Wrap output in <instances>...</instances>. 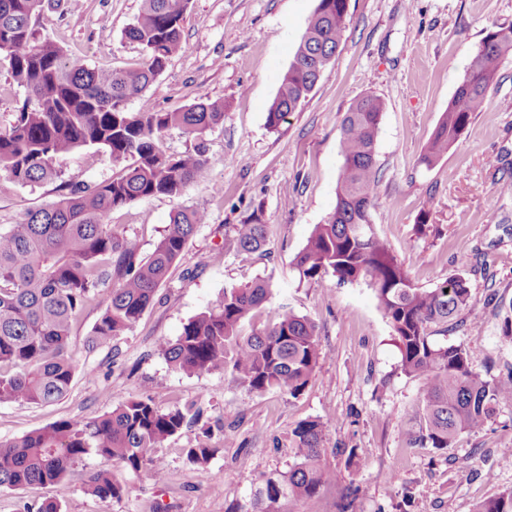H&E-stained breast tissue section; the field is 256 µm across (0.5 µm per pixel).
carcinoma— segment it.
Segmentation results:
<instances>
[{
    "label": "carcinoma",
    "instance_id": "1",
    "mask_svg": "<svg viewBox=\"0 0 512 512\" xmlns=\"http://www.w3.org/2000/svg\"><path fill=\"white\" fill-rule=\"evenodd\" d=\"M45 3L0 0V53L14 81L27 91L14 123L0 127V173L20 185L53 181L58 157L89 146L104 150L122 169L100 183L72 184L57 200L25 211L9 229H0V405H45L68 394L76 373L68 355L71 327L87 307L103 306L94 336L106 342L129 330L152 304L207 215L175 211L143 260L136 240L112 231V212L145 198L178 197L189 184L207 178L203 146L174 155L165 150L163 138L171 129L200 137L224 122V102L207 97L173 112L124 108L185 52L182 23L188 0H143L124 35L142 46L146 60L128 70L92 68L38 39L33 18ZM346 15L347 0H318L267 112L269 128H279L312 92L326 60L336 53ZM511 51L512 27L487 33L426 143L422 162L435 164L461 137L471 114L483 109L500 61ZM385 110L384 99L367 95L345 112L335 209L325 223L315 225L293 265L301 281L330 272L342 284L371 283L398 343L402 369L421 383L422 413L407 431L408 444L443 449L459 435L485 427L495 404L512 396V374L488 381L471 369L464 347L431 341V326L452 322L467 307L466 278L455 275L433 288L416 286L373 228L370 208L379 182L375 145ZM235 243L243 252L260 250L266 225L251 215L237 225ZM271 297L265 280L224 290L222 299L189 320L175 341L162 344L166 360L189 374L229 372L252 392L301 394L322 355L314 324L280 304L268 310L263 327L242 334L244 323ZM189 413L163 411L150 397L136 395L94 418L58 420L0 442V488L63 486L73 467L93 455L162 483L165 473L152 468L153 451L179 433ZM322 432L319 419L297 424L292 430L295 465L282 480L266 481L252 512H273L283 497L306 500L320 493L331 480ZM214 453L200 442L186 456L204 465ZM85 490L120 499L125 484L110 471H97ZM476 512H512V490L483 502Z\"/></svg>",
    "mask_w": 512,
    "mask_h": 512
}]
</instances>
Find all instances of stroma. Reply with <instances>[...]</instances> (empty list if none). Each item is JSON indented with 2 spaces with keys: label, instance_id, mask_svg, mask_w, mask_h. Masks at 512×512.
I'll use <instances>...</instances> for the list:
<instances>
[{
  "label": "stroma",
  "instance_id": "1",
  "mask_svg": "<svg viewBox=\"0 0 512 512\" xmlns=\"http://www.w3.org/2000/svg\"><path fill=\"white\" fill-rule=\"evenodd\" d=\"M142 0H53L34 19L37 37L93 67L125 69L144 61L125 29ZM318 0H189L182 36L188 46L143 97L158 110L187 108L207 97L225 103L224 123L203 137L174 129L165 145L181 154L204 144L207 179L181 196L151 197L112 213L113 228L148 257L171 213L207 215L154 303L124 335L92 343L100 307L88 308L71 331L79 365L62 400L48 406L0 405V442L70 417L92 418L135 395L161 409L196 404L202 414L154 453L165 484L125 474L121 499L87 494L91 472L112 470L93 456L76 466L67 486L0 489V512H238L269 478L294 465L292 430L324 424V459L334 474L317 497L281 499L276 512H475L484 500L512 489V399L502 400L486 426L452 447L411 448L406 432L418 422L420 382L401 369L390 324L367 281L340 284L333 274L299 282L295 255L336 205L343 159L341 121L357 99L384 98L376 144L380 181L371 208L378 235L396 251L414 283L431 288L465 276L468 306L455 324L436 326L433 343L471 351L473 370L488 380L512 371V53L505 55L482 111L433 165L421 160L486 33L512 27V0H349L345 31L334 57L306 101L278 130L268 109ZM56 182L21 186L0 176V227L20 213L54 201L59 182L105 181L119 165L94 147L57 159ZM266 224L265 247L237 251L235 227L250 215ZM270 282L273 304L285 303L317 329L323 356L298 396L249 391L227 373L175 370L161 344L207 310L225 289ZM207 442L215 453L203 466L187 448Z\"/></svg>",
  "mask_w": 512,
  "mask_h": 512
}]
</instances>
